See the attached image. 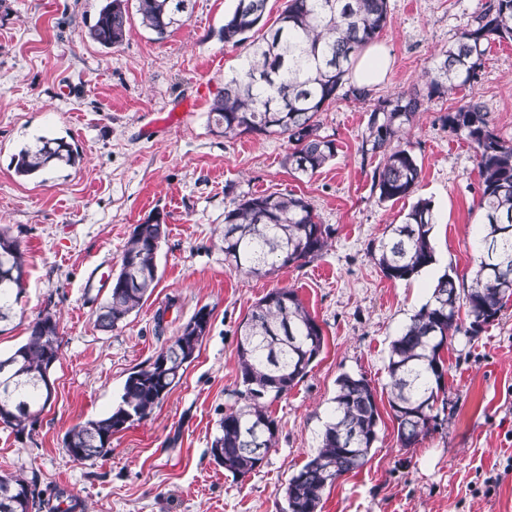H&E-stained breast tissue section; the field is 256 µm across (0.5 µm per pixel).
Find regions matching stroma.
Masks as SVG:
<instances>
[{
    "instance_id": "obj_1",
    "label": "stroma",
    "mask_w": 512,
    "mask_h": 512,
    "mask_svg": "<svg viewBox=\"0 0 512 512\" xmlns=\"http://www.w3.org/2000/svg\"><path fill=\"white\" fill-rule=\"evenodd\" d=\"M485 2L387 0L390 23L376 43L388 51V72L367 101L341 96L325 105L318 133L335 140L337 154L302 175L288 165L283 137L230 139L209 125L211 102L244 53L218 36L236 0H190L161 41L131 14L125 40L111 49L88 35L104 0H0V226L26 251L24 293L0 333V353L21 345L46 311L63 338L52 401L31 437L0 427V474L22 469L33 477L39 512H282L284 487L318 448L344 373L369 380L381 421L367 463L326 489L321 512H512V472L505 470L512 460V300L481 336L449 342L442 429L401 448L385 391L391 340L440 276L467 277L474 266L478 168L466 138L440 118L479 97L492 106L498 133L512 139V41L491 43L477 82L417 113L411 140L422 173L412 197L379 201L378 160L362 149L371 110L419 85ZM188 98L197 102L193 111L153 130L160 114ZM41 136L77 144V165L36 179L16 176L13 155ZM272 192L309 201L332 229L329 246L271 276L237 272L224 261V213L242 197ZM418 199L431 201L439 217L436 262L393 282L368 246ZM156 215L167 226L158 284L119 328L101 330L88 277L116 274L133 226ZM277 288L297 291L324 345L307 375L269 407L276 448L259 469L236 478L209 449L236 402L240 326ZM202 307L211 313L209 330L180 383L150 418L113 435L107 457L73 461L65 434L115 407L129 374L148 366ZM491 471L502 481L486 496L480 487Z\"/></svg>"
}]
</instances>
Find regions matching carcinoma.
Here are the masks:
<instances>
[{"instance_id": "obj_1", "label": "carcinoma", "mask_w": 512, "mask_h": 512, "mask_svg": "<svg viewBox=\"0 0 512 512\" xmlns=\"http://www.w3.org/2000/svg\"><path fill=\"white\" fill-rule=\"evenodd\" d=\"M189 0H135L141 23L163 39ZM266 0H237L219 30L220 40L246 46L240 67L224 80L214 98L209 122L226 138L243 134H278L291 145L288 162L296 171L313 174L333 160V140L318 134L317 116L338 94L365 101L371 90L346 86L350 68L389 22L387 0H286L279 25L249 41L263 20ZM129 21L128 0H106L88 35L105 48L120 45ZM512 41V0H488L477 24L462 30L436 55L423 74L425 92L401 93L378 104L369 114L364 153L379 156L373 174L381 201H396L414 192L421 176L410 141L416 113L424 101L443 97L473 83L493 41ZM448 131L462 133L474 149L481 179L478 209L483 235L493 254L478 245L470 284L457 286L445 273L432 299L423 305L390 344L388 402L398 424L402 448H413L448 419L434 412L446 393L443 351L462 332L478 337L512 298V141L496 132L493 110L484 101H466L441 117ZM77 145L63 138L41 137L12 158L14 172L33 178L50 168L73 167ZM438 215L431 202L417 201L388 239L370 244L369 252L391 281L409 280L435 263L432 233ZM167 224L146 221L134 227L121 255L120 270L96 313L97 325L112 331L140 309L158 279L157 257ZM331 228L319 222L311 204L294 194L244 196L224 212V261L248 275H268L281 268L303 266L320 257ZM24 271L25 252L18 239L0 229V267ZM23 294L19 281H0V325L8 326ZM467 307L470 321L460 322ZM202 307L178 335L145 368L125 381L120 401L102 417L70 429L64 448L75 461H93L111 451L112 436L147 419L180 383L205 336ZM322 329L297 292L279 288L255 303L241 327L238 344L239 385L243 404L224 412L219 434L211 443L213 461L236 478L259 468L265 456L258 448L277 445L278 424L268 400L288 393L320 354ZM62 337L56 315L40 314L26 341L0 357V424L18 439L31 434L39 411L52 394L43 382L49 364L60 360ZM331 421L315 454L289 479L283 512H318L325 490L343 475L361 468L377 438L380 413L375 390L363 377L342 374ZM35 481L23 470L0 475V512H33Z\"/></svg>"}]
</instances>
